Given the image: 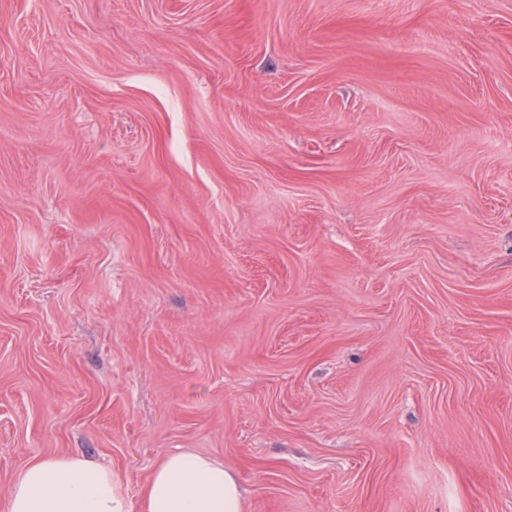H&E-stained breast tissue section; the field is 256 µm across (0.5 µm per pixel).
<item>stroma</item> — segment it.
<instances>
[{
  "label": "stroma",
  "instance_id": "obj_1",
  "mask_svg": "<svg viewBox=\"0 0 512 512\" xmlns=\"http://www.w3.org/2000/svg\"><path fill=\"white\" fill-rule=\"evenodd\" d=\"M183 449L512 512V0H0V512ZM6 512H131L112 469L83 455L34 460L11 486Z\"/></svg>",
  "mask_w": 512,
  "mask_h": 512
}]
</instances>
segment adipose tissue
Masks as SVG:
<instances>
[{
  "mask_svg": "<svg viewBox=\"0 0 512 512\" xmlns=\"http://www.w3.org/2000/svg\"><path fill=\"white\" fill-rule=\"evenodd\" d=\"M6 512H131L111 468L82 455L35 460L17 474ZM141 512H245L236 474L191 451L167 456L141 493Z\"/></svg>",
  "mask_w": 512,
  "mask_h": 512,
  "instance_id": "adipose-tissue-1",
  "label": "adipose tissue"
}]
</instances>
